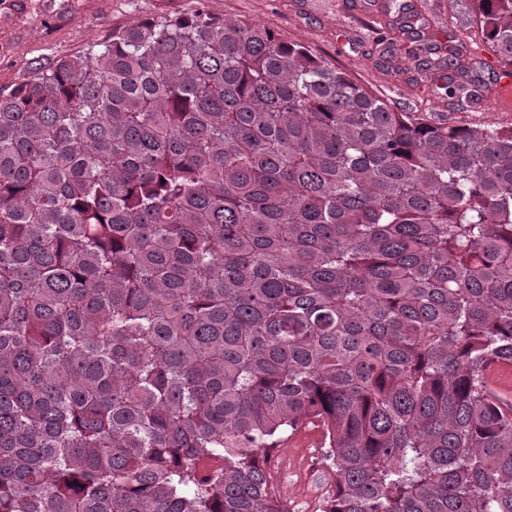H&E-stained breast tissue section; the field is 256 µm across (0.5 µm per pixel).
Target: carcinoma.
<instances>
[{"label":"carcinoma","mask_w":512,"mask_h":512,"mask_svg":"<svg viewBox=\"0 0 512 512\" xmlns=\"http://www.w3.org/2000/svg\"><path fill=\"white\" fill-rule=\"evenodd\" d=\"M512 67V0H471ZM382 63L448 103L480 62L383 0ZM512 126L400 112L203 10L0 91V512H512ZM316 437L312 427L299 430L271 457L267 472L282 486L281 501L286 512H307L332 475L321 455L310 457L305 448Z\"/></svg>","instance_id":"cac0c4a2"}]
</instances>
